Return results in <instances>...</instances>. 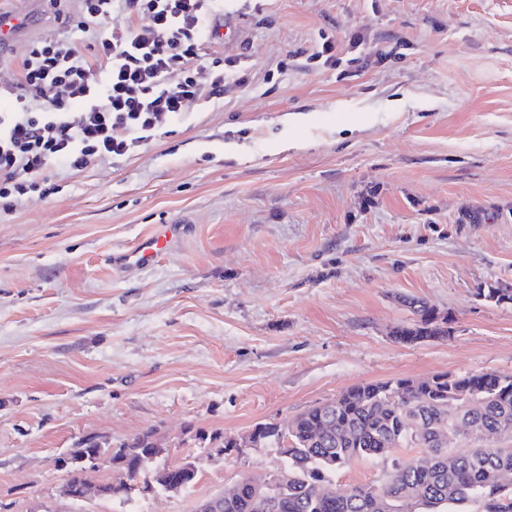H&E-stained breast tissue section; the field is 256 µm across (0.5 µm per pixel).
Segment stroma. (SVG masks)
Listing matches in <instances>:
<instances>
[{"label":"stroma","instance_id":"35a3bbf8","mask_svg":"<svg viewBox=\"0 0 512 512\" xmlns=\"http://www.w3.org/2000/svg\"><path fill=\"white\" fill-rule=\"evenodd\" d=\"M78 0L29 12L0 68ZM248 87L190 106L118 162L53 167L58 193L0 209V512H196L284 462L211 435L286 424L347 387L435 373L512 375V0H232ZM362 44L350 51L351 34ZM335 38L339 69L310 55ZM153 267L113 252L156 225ZM416 298L443 340L392 333ZM154 431L200 461L177 493L74 502L71 448ZM167 225L157 233L143 238L134 249L113 253L110 258L112 267L117 271H125L152 266L176 234L177 224Z\"/></svg>","mask_w":512,"mask_h":512}]
</instances>
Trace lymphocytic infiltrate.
Here are the masks:
<instances>
[{
    "instance_id": "1",
    "label": "lymphocytic infiltrate",
    "mask_w": 512,
    "mask_h": 512,
    "mask_svg": "<svg viewBox=\"0 0 512 512\" xmlns=\"http://www.w3.org/2000/svg\"><path fill=\"white\" fill-rule=\"evenodd\" d=\"M222 0H79L66 31L0 71V205L56 193L62 163L82 170L150 145L193 102L250 83L244 55L207 53ZM124 17L122 25L113 15ZM91 34L80 47L69 27Z\"/></svg>"
}]
</instances>
